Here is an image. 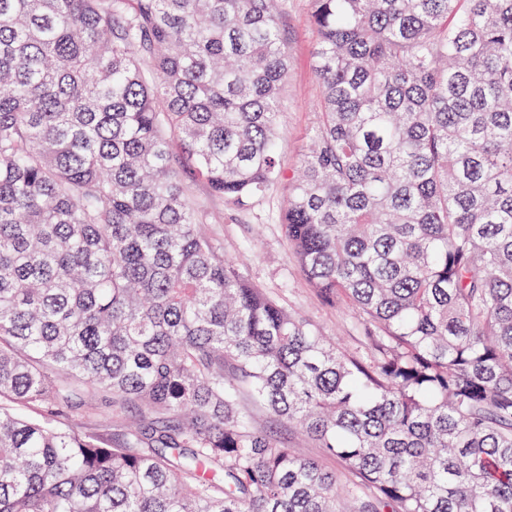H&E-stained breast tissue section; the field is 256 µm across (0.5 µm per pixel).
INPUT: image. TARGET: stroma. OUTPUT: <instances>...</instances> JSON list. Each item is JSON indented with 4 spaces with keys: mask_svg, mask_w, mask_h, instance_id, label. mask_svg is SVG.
Returning a JSON list of instances; mask_svg holds the SVG:
<instances>
[{
    "mask_svg": "<svg viewBox=\"0 0 512 512\" xmlns=\"http://www.w3.org/2000/svg\"><path fill=\"white\" fill-rule=\"evenodd\" d=\"M285 25L290 60L282 100L281 163L289 170L307 152L317 123L314 36L307 0H286ZM189 186L208 214V222L200 231L219 253L237 258L244 277L300 311L323 334L352 344L354 313L324 305L298 271L279 222L286 198L284 185H274L243 208L213 195L203 181L190 180Z\"/></svg>",
    "mask_w": 512,
    "mask_h": 512,
    "instance_id": "stroma-1",
    "label": "stroma"
}]
</instances>
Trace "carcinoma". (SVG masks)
Listing matches in <instances>:
<instances>
[{
    "label": "carcinoma",
    "mask_w": 512,
    "mask_h": 512,
    "mask_svg": "<svg viewBox=\"0 0 512 512\" xmlns=\"http://www.w3.org/2000/svg\"><path fill=\"white\" fill-rule=\"evenodd\" d=\"M308 5L288 174L278 0H0V512H512V0ZM184 167L286 185L352 346L200 234ZM285 1L290 60L281 108L284 132L281 163L289 170L295 169L307 152L315 132L317 114L314 111V36L308 19V2ZM283 437L288 442V445L294 453L301 458H318L323 459V455L320 448H314L311 442L304 440L297 434L292 432L283 431ZM324 463L331 468L336 467V463L330 459H323Z\"/></svg>",
    "instance_id": "carcinoma-1"
}]
</instances>
